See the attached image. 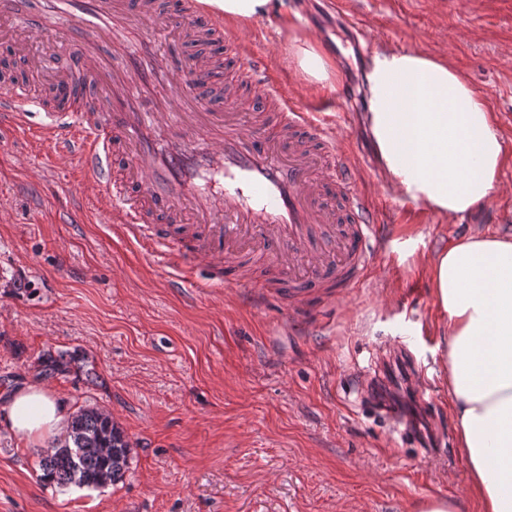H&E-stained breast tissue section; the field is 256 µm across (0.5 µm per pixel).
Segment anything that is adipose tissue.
<instances>
[{
  "mask_svg": "<svg viewBox=\"0 0 512 512\" xmlns=\"http://www.w3.org/2000/svg\"><path fill=\"white\" fill-rule=\"evenodd\" d=\"M367 129L404 200L455 217L495 191L506 153L481 96L448 62L382 51L369 62ZM429 277L448 321L443 358L458 444L479 512H512V234H473L437 252ZM0 421L48 448L69 410L39 383L16 388Z\"/></svg>",
  "mask_w": 512,
  "mask_h": 512,
  "instance_id": "ef3b65f1",
  "label": "adipose tissue"
}]
</instances>
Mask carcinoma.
<instances>
[{
    "instance_id": "carcinoma-1",
    "label": "carcinoma",
    "mask_w": 512,
    "mask_h": 512,
    "mask_svg": "<svg viewBox=\"0 0 512 512\" xmlns=\"http://www.w3.org/2000/svg\"><path fill=\"white\" fill-rule=\"evenodd\" d=\"M131 453L130 440L109 413L82 409L72 417L68 440L46 452L40 467L43 479L59 486L105 487L123 480Z\"/></svg>"
}]
</instances>
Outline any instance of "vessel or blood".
<instances>
[{
  "mask_svg": "<svg viewBox=\"0 0 512 512\" xmlns=\"http://www.w3.org/2000/svg\"><path fill=\"white\" fill-rule=\"evenodd\" d=\"M4 15L52 45L28 68L56 73L50 100L0 74V132L80 161L128 236L254 302L287 293L295 315L367 280L383 232L352 154L205 0H0ZM63 21L109 39L124 70L101 82L104 58L60 37Z\"/></svg>",
  "mask_w": 512,
  "mask_h": 512,
  "instance_id": "obj_1",
  "label": "vessel or blood"
}]
</instances>
